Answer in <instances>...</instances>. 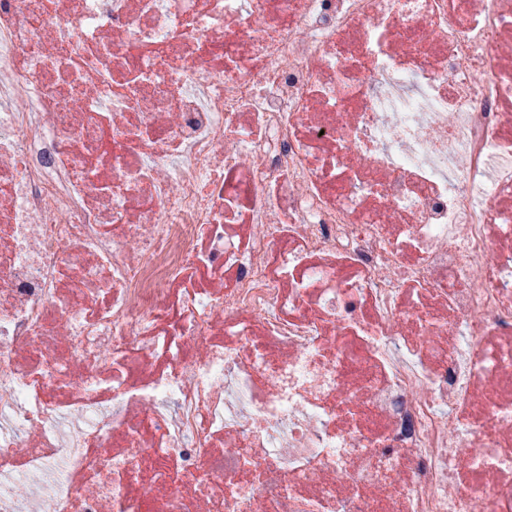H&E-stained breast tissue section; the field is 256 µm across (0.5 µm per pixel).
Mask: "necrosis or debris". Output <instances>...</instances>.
Wrapping results in <instances>:
<instances>
[{"label":"necrosis or debris","instance_id":"1","mask_svg":"<svg viewBox=\"0 0 512 512\" xmlns=\"http://www.w3.org/2000/svg\"><path fill=\"white\" fill-rule=\"evenodd\" d=\"M512 512V0H0V512Z\"/></svg>","mask_w":512,"mask_h":512}]
</instances>
